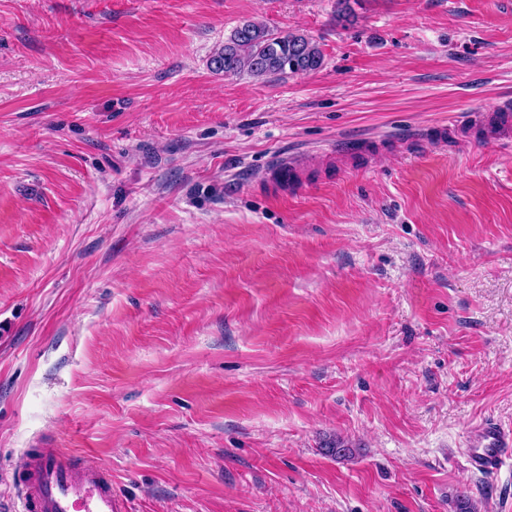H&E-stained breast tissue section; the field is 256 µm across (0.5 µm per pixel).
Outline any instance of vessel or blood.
I'll return each mask as SVG.
<instances>
[{"instance_id": "1", "label": "vessel or blood", "mask_w": 512, "mask_h": 512, "mask_svg": "<svg viewBox=\"0 0 512 512\" xmlns=\"http://www.w3.org/2000/svg\"><path fill=\"white\" fill-rule=\"evenodd\" d=\"M462 453L469 467L496 473L512 458V428L493 419L472 426ZM20 512H127L112 491V473L59 448H39L26 461Z\"/></svg>"}]
</instances>
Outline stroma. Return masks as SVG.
Here are the masks:
<instances>
[{"mask_svg":"<svg viewBox=\"0 0 512 512\" xmlns=\"http://www.w3.org/2000/svg\"><path fill=\"white\" fill-rule=\"evenodd\" d=\"M247 19L321 67L212 71ZM488 418L512 0H0V512L35 448L130 512H512ZM462 454L473 471L496 473L512 458V428L493 419L481 421L469 429Z\"/></svg>","mask_w":512,"mask_h":512,"instance_id":"35a3bbf8","label":"stroma"}]
</instances>
